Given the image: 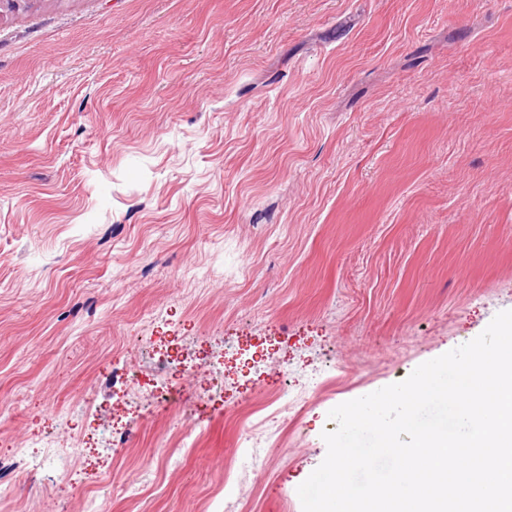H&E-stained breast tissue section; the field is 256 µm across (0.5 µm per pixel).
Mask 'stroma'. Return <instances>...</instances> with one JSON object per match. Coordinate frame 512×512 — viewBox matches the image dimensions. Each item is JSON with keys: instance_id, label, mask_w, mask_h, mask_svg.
Listing matches in <instances>:
<instances>
[{"instance_id": "35a3bbf8", "label": "stroma", "mask_w": 512, "mask_h": 512, "mask_svg": "<svg viewBox=\"0 0 512 512\" xmlns=\"http://www.w3.org/2000/svg\"><path fill=\"white\" fill-rule=\"evenodd\" d=\"M512 309V0H32L0 17V454L87 444L0 512H224L243 420L303 400L251 473L302 512L331 409ZM222 360L144 414L112 385ZM346 367L319 384L324 362ZM199 419L194 448L175 442ZM126 446L102 449L113 429Z\"/></svg>"}]
</instances>
